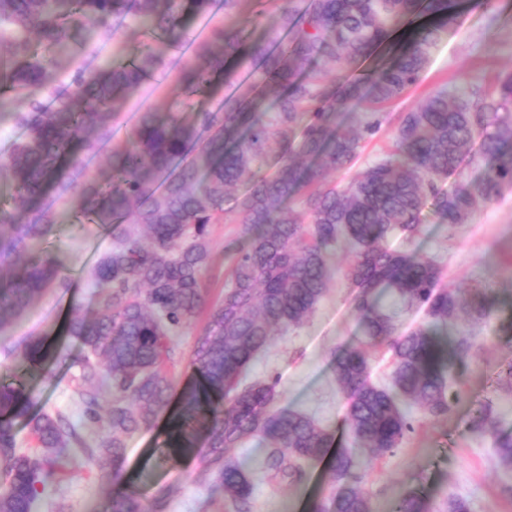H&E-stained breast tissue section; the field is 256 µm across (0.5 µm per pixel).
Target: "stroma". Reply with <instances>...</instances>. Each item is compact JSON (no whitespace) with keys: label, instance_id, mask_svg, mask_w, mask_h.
<instances>
[{"label":"stroma","instance_id":"stroma-1","mask_svg":"<svg viewBox=\"0 0 512 512\" xmlns=\"http://www.w3.org/2000/svg\"><path fill=\"white\" fill-rule=\"evenodd\" d=\"M142 41V36L122 26L97 36L94 45L98 57H111L118 64L133 58ZM98 57L88 58V65H96ZM510 70L512 0H465L456 26L434 48L419 82L388 110L407 111L444 84L466 92ZM186 102L178 84L165 73L154 74L124 103L115 141L125 139L140 112L180 113ZM111 244V236L99 225L74 223L69 210L60 208L46 248L72 287L66 293L47 291L0 336V379L26 378L31 414L46 410L75 419L80 416L72 398L73 372L49 353L58 347L69 353L78 351V344L65 334L66 323L73 306L94 309L96 296L89 271ZM414 247L444 267L445 287L484 294L492 304V314L475 324L463 319L451 324V331L472 334L481 344L460 401L448 416H418L416 430L402 448L392 456L368 461L364 488L374 512H392L396 499L410 490L422 495L434 512H446L453 494L467 499L471 512H512V497L501 485L505 474L489 438L474 424L477 410L491 401L501 413L502 429L512 428V394L497 385L499 372L512 364V187L480 209L470 223L455 229L425 216L424 233ZM356 329L353 293L342 275H335L317 311L304 324L276 337L253 361L248 378L257 381L279 374L281 405L337 428L343 417V399L329 363L332 351ZM32 340L42 341L47 351L37 364L24 356V347ZM179 407V400H172L153 428L128 438L127 476L148 497L158 487H173L169 512H223L222 493L211 492L202 483L199 456L179 459L173 466L155 463L159 451L168 446ZM237 455L256 474V512H304L320 489L322 465L311 467L307 484L277 485L257 474L264 455L262 443L252 441L238 449ZM113 490V485L89 471L79 454L49 481L34 512H107Z\"/></svg>","mask_w":512,"mask_h":512}]
</instances>
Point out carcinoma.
Here are the masks:
<instances>
[{
  "label": "carcinoma",
  "instance_id": "1",
  "mask_svg": "<svg viewBox=\"0 0 512 512\" xmlns=\"http://www.w3.org/2000/svg\"><path fill=\"white\" fill-rule=\"evenodd\" d=\"M239 0H221L224 22L210 27L192 60L175 68L187 97L207 99L214 81L235 86L215 107L185 121L175 112L139 113L126 141L112 145L119 104L148 76L169 70L158 42L181 45V0H0V101L23 136L0 162L16 191L0 208V334L49 288L67 290L53 256L41 252L66 205L80 224H101L112 246L90 270L96 311L74 309L68 335L81 345L74 399L83 421L62 413L29 417L37 453L19 448L13 420L28 417L21 378L0 385V512H33L38 485L80 449L96 473L123 485L108 512H165L173 489L147 499L124 482L126 440L153 426L170 401L175 338L203 318L188 368L195 380L181 407L165 459L189 454L205 439L204 479L224 493V512H254L253 477L235 450L257 438L272 482L303 483L311 463L331 456L329 491L307 512H373L365 471L353 453L380 460L415 432L412 408L451 413L478 346L450 337L448 320L480 321L490 306L439 286L443 268L415 251L392 248L422 232L432 206L439 223H468L512 186V73L460 93L443 85L391 117L384 107L419 80L432 49L455 25L457 0H278L257 38L233 20ZM427 22L388 63L351 79L349 71L386 45L403 25ZM128 20L147 39L130 61L95 67L76 62L99 33ZM358 106L355 133L341 117ZM388 129L392 149L345 184L326 181L346 170L363 144ZM486 172L477 182L460 167L474 141ZM275 170H264L271 146ZM102 147L111 174H90ZM247 184L241 195L231 189ZM238 225L225 248L222 297L208 300L209 228ZM353 254L343 276L357 290L356 342L336 348L332 371L346 404L341 436L299 411L279 406L280 378L242 384L252 361L276 336L306 321L326 296L336 251ZM393 295L423 311L402 334L383 299ZM390 355L384 384L372 380L374 353ZM475 426L492 439L499 465L512 475V433L491 404ZM393 512H431L415 492Z\"/></svg>",
  "mask_w": 512,
  "mask_h": 512
}]
</instances>
